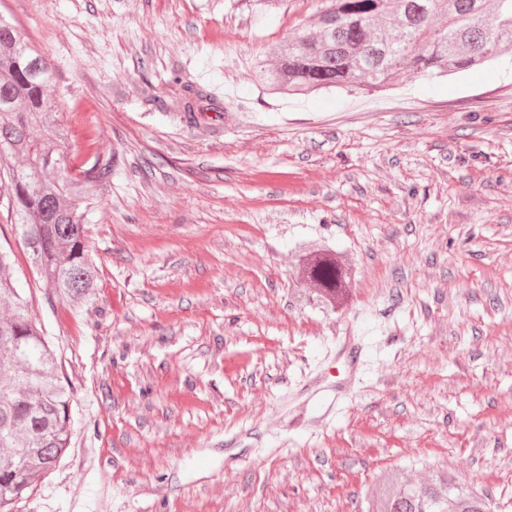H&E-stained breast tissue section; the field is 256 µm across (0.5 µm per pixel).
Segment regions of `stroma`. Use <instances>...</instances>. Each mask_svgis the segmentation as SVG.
<instances>
[{
  "label": "stroma",
  "instance_id": "1",
  "mask_svg": "<svg viewBox=\"0 0 512 512\" xmlns=\"http://www.w3.org/2000/svg\"><path fill=\"white\" fill-rule=\"evenodd\" d=\"M319 3L0 0L56 73L66 153L116 157L91 300L45 288L0 215L74 419L15 512H364L389 470L512 512V54L267 94L255 63ZM188 83L219 124L186 120ZM310 244L354 265L346 308L296 280Z\"/></svg>",
  "mask_w": 512,
  "mask_h": 512
}]
</instances>
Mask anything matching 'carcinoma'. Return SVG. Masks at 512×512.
Masks as SVG:
<instances>
[{"instance_id": "1", "label": "carcinoma", "mask_w": 512, "mask_h": 512, "mask_svg": "<svg viewBox=\"0 0 512 512\" xmlns=\"http://www.w3.org/2000/svg\"><path fill=\"white\" fill-rule=\"evenodd\" d=\"M317 33L291 38L257 63L265 90L307 94L317 89H380L400 74L463 72L512 52V0H323ZM184 112L212 95L184 85ZM64 103L41 47L13 17L0 13V199L18 226L29 261L44 284L72 301L88 300L98 272L88 244L90 217L112 177L114 156L95 154L75 168L58 146L66 131L56 114ZM23 165L12 164L15 157ZM296 272L333 310L350 299L354 268L334 249L299 248ZM12 261L0 250V512L59 464L72 434L71 397L44 335L25 315L13 285ZM366 512H488L487 497L450 475L422 487L398 472L384 474L368 494Z\"/></svg>"}]
</instances>
